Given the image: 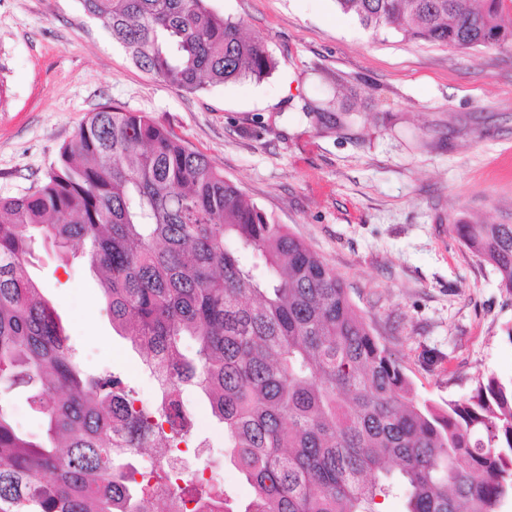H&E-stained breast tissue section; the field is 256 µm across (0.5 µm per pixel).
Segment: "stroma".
Wrapping results in <instances>:
<instances>
[{
    "label": "stroma",
    "mask_w": 512,
    "mask_h": 512,
    "mask_svg": "<svg viewBox=\"0 0 512 512\" xmlns=\"http://www.w3.org/2000/svg\"><path fill=\"white\" fill-rule=\"evenodd\" d=\"M207 5L263 41L271 75L184 94L139 70L79 0H0V197L41 180L98 107L145 114L329 263L418 399L463 397L490 373L511 380L512 292L455 227L512 224V48L375 32L335 0ZM30 273L84 367L154 405L88 265L39 243ZM193 443L194 467L232 505L247 501L222 426Z\"/></svg>",
    "instance_id": "stroma-1"
}]
</instances>
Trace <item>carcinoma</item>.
Returning a JSON list of instances; mask_svg holds the SVG:
<instances>
[{
  "mask_svg": "<svg viewBox=\"0 0 512 512\" xmlns=\"http://www.w3.org/2000/svg\"><path fill=\"white\" fill-rule=\"evenodd\" d=\"M336 0L375 32L457 49L512 48V0ZM142 71L185 93L260 80L263 42L206 0H80ZM512 291V224H457ZM96 273L112 328L143 354L153 423L110 373L85 372L31 277L35 234ZM190 337L195 351L184 352ZM44 418L18 429L4 393ZM192 388L224 429L252 495L236 511L208 482L131 459L191 442L175 398ZM224 496L223 512H495L512 500V381L494 375L444 404L420 401L329 264L275 224L206 157L146 115L104 105L44 178L0 198V512H155Z\"/></svg>",
  "mask_w": 512,
  "mask_h": 512,
  "instance_id": "obj_1",
  "label": "carcinoma"
}]
</instances>
